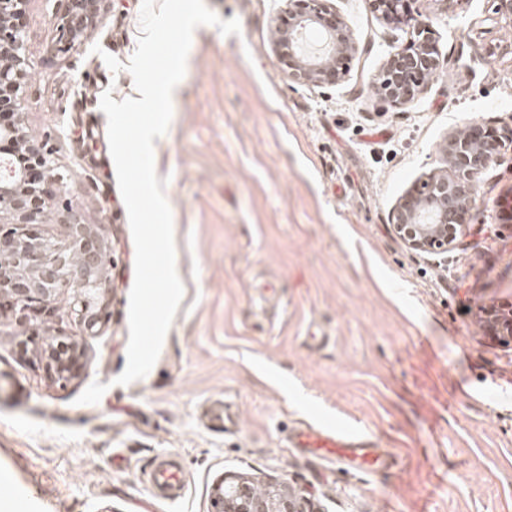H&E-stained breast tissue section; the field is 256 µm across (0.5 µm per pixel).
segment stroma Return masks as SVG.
<instances>
[{"instance_id": "stroma-1", "label": "stroma", "mask_w": 512, "mask_h": 512, "mask_svg": "<svg viewBox=\"0 0 512 512\" xmlns=\"http://www.w3.org/2000/svg\"><path fill=\"white\" fill-rule=\"evenodd\" d=\"M205 3L241 32L195 29L154 141L184 297L156 364L127 385L115 379L135 247L100 100L134 94L131 74L102 56L129 61L142 0H109L64 56L57 0L29 4L24 127L53 147L64 201L112 263L94 332L70 315L75 285L50 317L0 314V478L13 497L0 512H211V489L230 474L287 484L319 512H512V344L492 339L485 318L512 304V144L480 175L448 253L409 250L391 223L406 191L449 173L446 141L468 121L512 132V21L493 0H414L446 63L392 106L377 78L412 32L367 0L330 2L355 43L332 87L294 83L279 64L285 0ZM266 282L278 293L262 300ZM52 337L84 341L82 379L47 371ZM95 381L101 400L77 404ZM303 422L360 432L394 464L362 473L296 453L286 437ZM156 459L186 471L178 502L154 499Z\"/></svg>"}]
</instances>
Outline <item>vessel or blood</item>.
<instances>
[{"label":"vessel or blood","mask_w":512,"mask_h":512,"mask_svg":"<svg viewBox=\"0 0 512 512\" xmlns=\"http://www.w3.org/2000/svg\"><path fill=\"white\" fill-rule=\"evenodd\" d=\"M288 443L302 454H313L337 462L359 472H376L389 467L390 455L376 447L363 434L317 424L296 427ZM149 480L159 494L178 501L184 486L182 470L168 462H159L151 470Z\"/></svg>","instance_id":"b4317fda"}]
</instances>
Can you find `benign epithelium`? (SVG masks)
<instances>
[{
    "instance_id": "benign-epithelium-1",
    "label": "benign epithelium",
    "mask_w": 512,
    "mask_h": 512,
    "mask_svg": "<svg viewBox=\"0 0 512 512\" xmlns=\"http://www.w3.org/2000/svg\"><path fill=\"white\" fill-rule=\"evenodd\" d=\"M31 0H0V155H21L12 164V175L0 180V257L9 267H0V310L22 305L36 314L52 312V303L74 281L84 293L74 297L70 313L88 331L100 322L108 294L104 269L111 258L90 226L70 213L61 197L64 177L57 171L53 148L34 143L22 122L25 89L31 79L26 53L25 18ZM64 10L56 24L54 50L69 53L96 28L107 0H63ZM374 11L413 29L404 47L393 48L380 76L381 96L393 105L412 102L427 75L443 69L445 58L430 32V24L411 15L407 0H368ZM288 19L277 27L274 52L297 84L336 85L345 76V60L354 50L349 31L326 6V0H288ZM316 29L322 34L319 47L309 50L303 35ZM25 154H20V145ZM452 175H432L407 192L392 212L393 228L411 250L443 254L453 248L466 222L479 174L497 163L501 138L486 124L474 121L455 133L445 148ZM51 215L64 218L70 242L58 246L46 239L41 226ZM13 228L5 231L3 225ZM79 261H74V256ZM491 336L512 343V308L486 311ZM46 367L58 378L81 377L86 366L83 341L71 338L43 348ZM220 512H316L305 496L272 486L258 498L252 483L230 476L219 482Z\"/></svg>"
}]
</instances>
